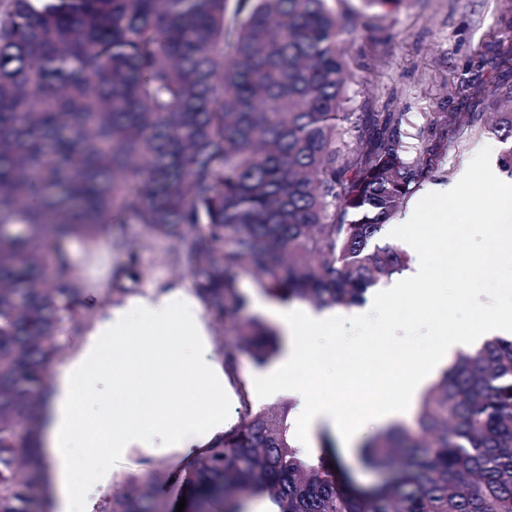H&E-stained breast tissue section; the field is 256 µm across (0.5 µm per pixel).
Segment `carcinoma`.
Segmentation results:
<instances>
[{"instance_id": "cac0c4a2", "label": "carcinoma", "mask_w": 512, "mask_h": 512, "mask_svg": "<svg viewBox=\"0 0 512 512\" xmlns=\"http://www.w3.org/2000/svg\"><path fill=\"white\" fill-rule=\"evenodd\" d=\"M330 2L0 0V512H36L48 369L112 274L109 222L166 241L207 314L234 324L222 349L239 421L189 470L164 473L184 512L215 500L243 512L255 496L277 512H512V338L458 357L422 394L415 428L364 443L361 460L388 471L369 488L310 462L287 407L255 408L238 380L240 356L279 350L275 329L241 319L240 276L283 302L364 304L408 267L379 235L437 162L408 145L404 114L347 111L360 15ZM496 95L512 175V84ZM477 119L437 113L429 129ZM155 484H125L100 512H176Z\"/></svg>"}]
</instances>
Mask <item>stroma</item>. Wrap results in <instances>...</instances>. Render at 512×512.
<instances>
[{"label": "stroma", "mask_w": 512, "mask_h": 512, "mask_svg": "<svg viewBox=\"0 0 512 512\" xmlns=\"http://www.w3.org/2000/svg\"><path fill=\"white\" fill-rule=\"evenodd\" d=\"M335 8H360L365 14L363 27L348 43L351 111L404 113L403 129L410 145L433 147L439 154L421 194L453 183L483 147L501 152L490 128L495 91L501 84H512V64L503 63L498 51L512 16V0H402L390 12L363 8L361 0H336ZM463 76L478 87L475 98L455 97L454 86ZM435 112H477L482 119L459 134L444 130L432 134L428 122ZM101 244L111 247L116 271L126 266L127 247L138 246L148 275L133 285V294L192 288L190 276L164 262L162 244L149 240L142 225L106 226ZM188 463L173 449L155 455L136 451L115 463L108 479L84 485L81 492L101 505L126 482Z\"/></svg>", "instance_id": "1"}]
</instances>
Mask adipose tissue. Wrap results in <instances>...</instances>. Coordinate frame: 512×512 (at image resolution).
<instances>
[{
  "label": "adipose tissue",
  "mask_w": 512,
  "mask_h": 512,
  "mask_svg": "<svg viewBox=\"0 0 512 512\" xmlns=\"http://www.w3.org/2000/svg\"><path fill=\"white\" fill-rule=\"evenodd\" d=\"M356 307L344 318L361 321ZM334 310L305 306L274 311L283 338L280 360L259 380L270 390H287L303 427L326 422L336 427L347 449L365 436L367 423H397L415 407L426 382L455 352L475 350L489 336H512V307L468 332L439 338L400 379L399 395L358 406L348 413L336 397L317 399L314 384L298 376L312 352L305 336H332L343 318ZM206 327L195 299L184 292L138 294L108 307L86 340L64 363L46 410L49 465L56 479L59 512H84L72 450L98 448L97 470L107 475L131 449L193 453L208 437L224 431V372L210 359ZM102 392L105 406L94 420L80 423L84 397Z\"/></svg>",
  "instance_id": "adipose-tissue-1"
}]
</instances>
